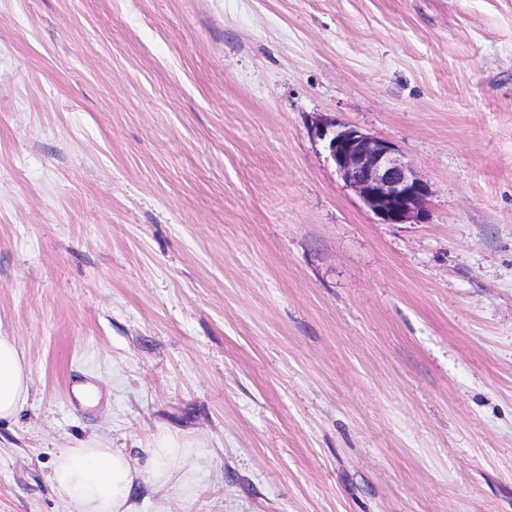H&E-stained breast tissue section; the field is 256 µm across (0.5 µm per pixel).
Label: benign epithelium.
I'll return each mask as SVG.
<instances>
[{
    "instance_id": "1",
    "label": "benign epithelium",
    "mask_w": 512,
    "mask_h": 512,
    "mask_svg": "<svg viewBox=\"0 0 512 512\" xmlns=\"http://www.w3.org/2000/svg\"><path fill=\"white\" fill-rule=\"evenodd\" d=\"M314 134L345 185L379 223L428 222L431 185L413 170L394 143L334 118L318 121Z\"/></svg>"
}]
</instances>
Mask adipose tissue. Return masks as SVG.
Here are the masks:
<instances>
[{
	"label": "adipose tissue",
	"mask_w": 512,
	"mask_h": 512,
	"mask_svg": "<svg viewBox=\"0 0 512 512\" xmlns=\"http://www.w3.org/2000/svg\"><path fill=\"white\" fill-rule=\"evenodd\" d=\"M31 369L15 342L0 336V421L16 417L27 404ZM188 452L169 434L156 438L152 448L135 456L92 438L76 448L63 449L50 482L66 503L67 512H129L138 481L169 484L184 468Z\"/></svg>",
	"instance_id": "ef3b65f1"
}]
</instances>
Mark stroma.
I'll return each mask as SVG.
<instances>
[{
    "label": "stroma",
    "instance_id": "1",
    "mask_svg": "<svg viewBox=\"0 0 512 512\" xmlns=\"http://www.w3.org/2000/svg\"><path fill=\"white\" fill-rule=\"evenodd\" d=\"M322 117L428 223H379ZM0 336V512L164 433L190 479L133 512H512V0H0ZM344 181L382 224H425L430 183L420 177L397 146L378 136L323 119L314 126ZM31 369L15 342L0 336V421L11 420L30 398Z\"/></svg>",
    "mask_w": 512,
    "mask_h": 512
}]
</instances>
